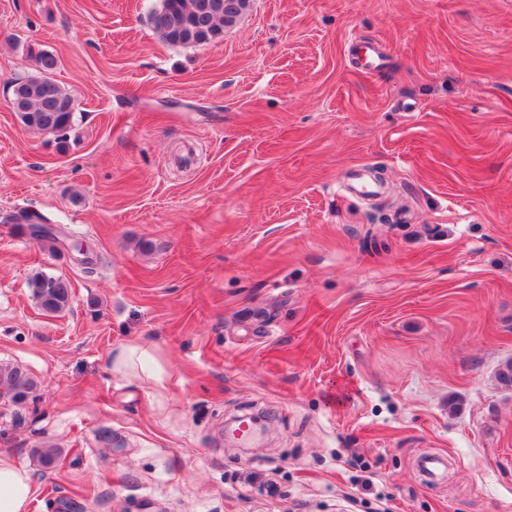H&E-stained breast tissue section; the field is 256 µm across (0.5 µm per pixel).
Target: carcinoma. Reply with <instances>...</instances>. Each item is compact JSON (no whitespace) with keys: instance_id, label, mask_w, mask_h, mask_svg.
Masks as SVG:
<instances>
[{"instance_id":"carcinoma-1","label":"carcinoma","mask_w":512,"mask_h":512,"mask_svg":"<svg viewBox=\"0 0 512 512\" xmlns=\"http://www.w3.org/2000/svg\"><path fill=\"white\" fill-rule=\"evenodd\" d=\"M210 0H160L151 12L154 29L170 44H203L217 39L224 28L231 27L249 10L251 0H228L229 7L210 10ZM40 74L12 85L11 101H19L16 112L21 125L33 132L65 135L72 127L76 111L73 95L58 84L52 73L57 58L47 52L36 53ZM40 246L52 251L58 242L54 227L44 222L30 228ZM32 295L41 309L49 314L67 308L71 283L61 275L38 273L29 281ZM15 402L26 401L37 389L36 381L18 367L0 366V390Z\"/></svg>"}]
</instances>
